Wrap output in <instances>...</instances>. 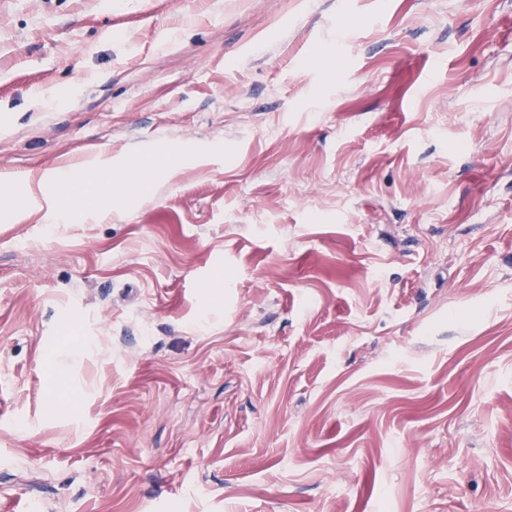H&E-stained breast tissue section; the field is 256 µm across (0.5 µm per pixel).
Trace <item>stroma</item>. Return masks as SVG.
Listing matches in <instances>:
<instances>
[{"instance_id": "1", "label": "stroma", "mask_w": 512, "mask_h": 512, "mask_svg": "<svg viewBox=\"0 0 512 512\" xmlns=\"http://www.w3.org/2000/svg\"><path fill=\"white\" fill-rule=\"evenodd\" d=\"M175 143L0 219V512H512V0H0V191ZM83 172H94L104 178L105 187L110 195L122 196L131 191L132 185L138 177V169L123 167L119 171H113L112 157L99 156L86 160L82 166ZM135 175V177H133ZM76 173L77 171L70 168H55L38 175L24 176L27 186L30 188L34 183L46 200V220L51 224L69 223L76 206L71 198L65 196L63 191L72 184Z\"/></svg>"}]
</instances>
